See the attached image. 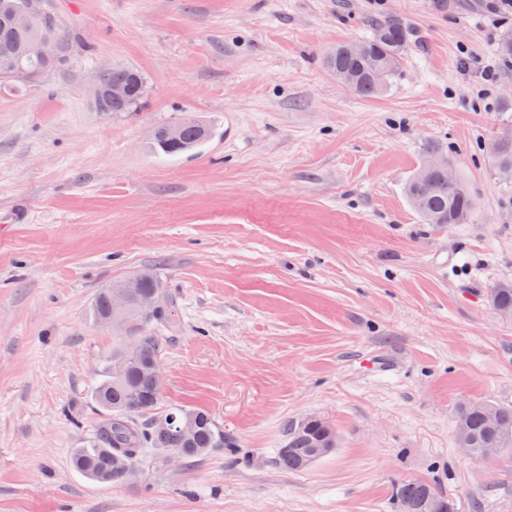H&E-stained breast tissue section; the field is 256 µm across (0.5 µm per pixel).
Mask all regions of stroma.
<instances>
[{"instance_id": "stroma-1", "label": "stroma", "mask_w": 512, "mask_h": 512, "mask_svg": "<svg viewBox=\"0 0 512 512\" xmlns=\"http://www.w3.org/2000/svg\"><path fill=\"white\" fill-rule=\"evenodd\" d=\"M64 66L0 82V512H398L432 483L456 512H512V453L456 443L461 399L512 406V183L483 153L512 67L484 85L512 17L483 0H44ZM394 16L414 29L373 97L324 64ZM128 65L138 111H97L92 78ZM213 127L156 152L157 127ZM447 153L467 224H425L404 185ZM150 269L170 324L101 322L97 292ZM162 343V406L207 410L231 440L195 463L143 460L124 484L70 465L100 420L103 360ZM327 419L336 448L290 472L285 422ZM196 123L197 118L195 115L186 114L177 123L173 124L169 130V125L159 127L154 133L155 147L166 154H178L193 149L197 145L207 140L211 135V128L207 123H205V125L203 124L204 126L189 125ZM167 130L168 135L173 143H177L181 137L179 144L173 145L169 141ZM400 512H428V505H438V512H454L452 499L443 496L434 485L419 480L403 481L395 485L393 490Z\"/></svg>"}]
</instances>
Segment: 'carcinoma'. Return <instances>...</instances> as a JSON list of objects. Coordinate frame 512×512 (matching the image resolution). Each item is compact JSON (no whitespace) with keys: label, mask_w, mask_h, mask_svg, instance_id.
Here are the masks:
<instances>
[{"label":"carcinoma","mask_w":512,"mask_h":512,"mask_svg":"<svg viewBox=\"0 0 512 512\" xmlns=\"http://www.w3.org/2000/svg\"><path fill=\"white\" fill-rule=\"evenodd\" d=\"M26 6L35 16V32L48 42L54 60L46 65L25 54L24 45L29 34L16 29L10 21L9 11L16 5ZM412 31L393 16L376 19L370 24V35L361 41L364 51L357 52L353 42L336 44L325 59V64L337 76L347 81L356 93L370 97L383 91L401 68L413 41ZM68 48L65 33L54 27L44 0H0V79L16 84L33 81L29 74L42 75L62 64ZM379 58L384 63L382 76L372 74V61ZM101 101L96 103L100 112H135L146 95V81L137 70L113 66L99 71ZM114 83L129 87L128 96L114 101L107 90ZM168 126L159 127L154 133L155 147L166 154H178L193 149L211 135L209 125L186 126L180 143L172 144L167 136ZM484 151L494 169L512 179V138L498 135L485 143ZM443 154L433 151L405 187L406 196L426 224H466L473 211V199L465 183L448 178L452 164L441 162ZM112 287L101 289L95 299V310L100 319L112 313ZM161 292L159 279L144 272L139 287L133 295ZM491 298L498 310L512 315V285L492 289ZM140 348L131 352L128 346L112 351L103 370L102 379L93 390V399L103 415L99 432L84 447L76 448L71 455L73 467L92 480L101 483H123L130 479L129 472L113 464L116 455L127 456L138 465L145 449L154 448L166 455L181 451L183 461L195 459L214 448H224L230 441L202 410L171 407L161 416L167 419L166 428L160 430L153 422L142 425L138 418L152 414L157 408L162 392L154 390L148 379L147 365L161 358V341L151 334L139 336ZM198 419L196 435L188 440L181 432L184 420ZM456 432L464 434L470 444V456L477 460L489 459L512 453V408L490 403L466 401L458 409ZM282 447L277 449L275 464L285 470L301 471L318 461L336 447V432L332 425L321 418H307L303 425L287 421L281 430ZM400 512H425L430 503L438 505L439 512H455L452 499L443 496L434 485L419 480L403 481L393 490Z\"/></svg>","instance_id":"carcinoma-1"}]
</instances>
